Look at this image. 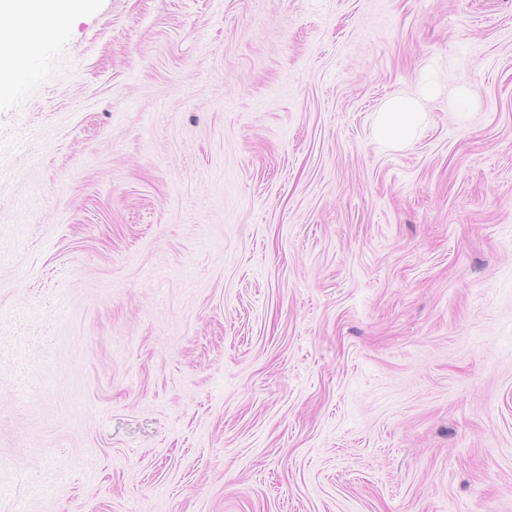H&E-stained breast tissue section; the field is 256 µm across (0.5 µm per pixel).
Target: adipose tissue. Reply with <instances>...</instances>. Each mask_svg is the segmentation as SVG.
<instances>
[{
    "label": "adipose tissue",
    "instance_id": "adipose-tissue-1",
    "mask_svg": "<svg viewBox=\"0 0 512 512\" xmlns=\"http://www.w3.org/2000/svg\"><path fill=\"white\" fill-rule=\"evenodd\" d=\"M74 0H0V93L17 90L26 78L30 61L16 56L13 47L22 32L46 29L69 19ZM416 112L414 99L394 97L381 110L382 138L404 139Z\"/></svg>",
    "mask_w": 512,
    "mask_h": 512
}]
</instances>
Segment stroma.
<instances>
[{"mask_svg":"<svg viewBox=\"0 0 512 512\" xmlns=\"http://www.w3.org/2000/svg\"><path fill=\"white\" fill-rule=\"evenodd\" d=\"M34 69L0 512H512V0H95ZM382 119L378 134L387 140L404 139L407 127L416 114L415 100L408 97H393L380 112Z\"/></svg>","mask_w":512,"mask_h":512,"instance_id":"obj_1","label":"stroma"}]
</instances>
